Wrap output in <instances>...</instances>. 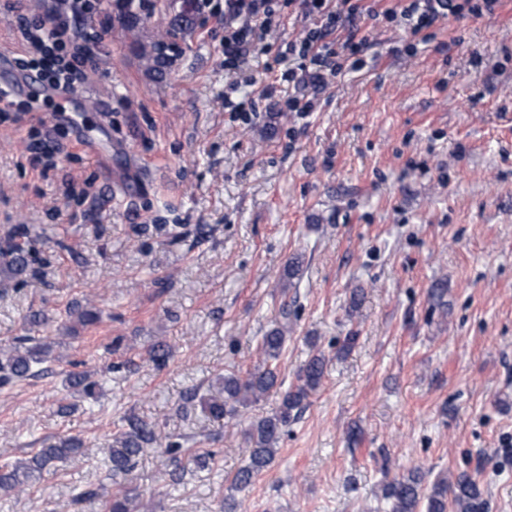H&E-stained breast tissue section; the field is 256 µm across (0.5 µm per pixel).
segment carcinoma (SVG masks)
<instances>
[{
	"instance_id": "carcinoma-1",
	"label": "carcinoma",
	"mask_w": 512,
	"mask_h": 512,
	"mask_svg": "<svg viewBox=\"0 0 512 512\" xmlns=\"http://www.w3.org/2000/svg\"><path fill=\"white\" fill-rule=\"evenodd\" d=\"M138 0H116L117 18L128 30L135 31L142 23ZM195 23L191 5L166 27L164 35H176L190 29ZM170 45L162 47L157 39L152 43L138 46L140 57L149 73L160 74L172 63L168 51ZM38 236L24 224L11 225L10 235L0 248V270L8 277L16 278L25 273L38 274L40 264ZM304 259L300 253L292 254L284 268L282 288H294V280L303 272ZM76 320L84 326L95 323L97 313L91 300L77 303L72 308ZM290 305L283 302L279 320L258 340L263 357L261 364L243 374L224 377L222 398H204L201 405L215 419L237 422L242 409L265 398L271 391L279 394V404L269 415L251 421L245 430L249 447L248 461L238 468L231 478L230 490L241 492L250 487L254 479L271 464L278 445L288 434V427L298 418L308 398L321 386L327 362L323 353L313 349L306 361L296 370L294 380L284 385L280 379L277 363L288 340V318ZM171 357L168 345L156 342L148 352L149 360L158 368L165 367ZM52 361L50 346L36 336L25 333L13 338L8 345L0 346V387L18 380L36 377L47 371L43 364ZM70 387L86 396H94L99 383L91 381L81 373L69 376ZM162 451L176 463L188 456L189 463L198 469H205L213 460L208 452H189L178 441H172L157 431L156 427L135 418H128V428L120 432L105 449L108 476L112 481L123 479L136 467L141 457L150 451ZM83 457L81 442L74 438L60 437L46 445L29 458L15 464L0 465V493H22L42 476L56 462L78 463ZM383 497L392 503V512H489L487 491L478 476L462 472L451 478H438L431 488L425 486V474L414 469L386 481ZM138 498L129 489L122 488L109 500L108 512H138Z\"/></svg>"
}]
</instances>
